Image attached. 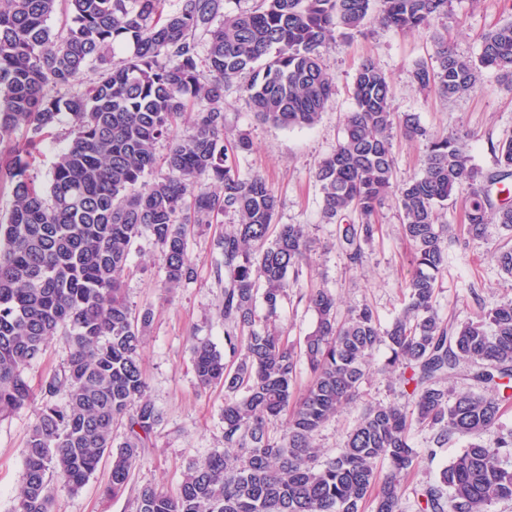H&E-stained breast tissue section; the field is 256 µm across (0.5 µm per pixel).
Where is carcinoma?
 <instances>
[{
    "label": "carcinoma",
    "instance_id": "obj_1",
    "mask_svg": "<svg viewBox=\"0 0 512 512\" xmlns=\"http://www.w3.org/2000/svg\"><path fill=\"white\" fill-rule=\"evenodd\" d=\"M166 2L0 0V187L13 196L0 221V420L36 407L13 512H52L54 485L79 491L105 456V495L126 489L163 420L140 363L153 311L133 308L123 288L131 249L152 237L171 292L194 276L189 238L229 214L238 222L210 241L224 275L228 355L209 342L192 345L199 387L224 386V451L188 464L173 493L141 487L136 512H364L367 504L403 512L417 425L433 430L439 447L455 436L475 439L438 484L416 491L419 512H490L512 500V430L499 426L512 402V301L460 325L436 310L451 228L438 223L439 210L464 192L470 238H483L489 224L511 231L512 201L494 203L489 186L512 180V137L499 143L497 169L486 176L470 164L465 136L431 139L420 173L394 184V137L426 133L418 114L392 110L386 74L364 59L342 140L315 173L323 215L357 269L377 232L378 206L395 195L415 272L407 304L387 327L366 305L340 320L331 292L310 291L316 323L297 347L277 319L289 276L308 263V235L302 224L272 231L275 193L259 176L241 177L251 143L224 134V87L247 74L242 92L257 117L314 125L336 93L321 48L361 31L371 0H260L218 23L222 0H182L171 12ZM450 6L382 0L381 23L425 31ZM60 12L70 21L54 29L49 21ZM433 47L434 62L411 72L421 89L469 94L483 68L512 86V21L482 36L475 60L441 33ZM87 73L85 89L69 92ZM64 113L67 144L44 183L34 173L37 155ZM189 115L191 133L175 137ZM163 140L169 147L160 157ZM159 166L165 173L148 179ZM57 338L68 359L35 389L26 371ZM381 345L390 356L376 367ZM303 360L312 379L296 397ZM374 368L399 373L400 396L411 405L368 406L336 454L318 463L315 436ZM461 376L481 391L455 392ZM283 414L278 435L269 424ZM491 432L492 448L481 442Z\"/></svg>",
    "mask_w": 512,
    "mask_h": 512
}]
</instances>
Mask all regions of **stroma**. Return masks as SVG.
Instances as JSON below:
<instances>
[{
    "label": "stroma",
    "instance_id": "35a3bbf8",
    "mask_svg": "<svg viewBox=\"0 0 512 512\" xmlns=\"http://www.w3.org/2000/svg\"><path fill=\"white\" fill-rule=\"evenodd\" d=\"M512 21V0H452L451 15L442 25L460 56L476 58L482 35ZM433 53L430 33H401L370 19L362 32L337 39L322 50L327 71L335 79L336 93L320 121L310 128L287 129L263 121L251 112L239 84L224 89V110L231 132L245 133L252 149L240 161L242 176H262L279 199L276 221L302 224L310 240V259L294 282L280 311L290 341L300 342L313 329L316 316L308 309L306 293L313 288L329 289L340 311L365 304L373 309L381 325H389L404 306L406 285L413 271L409 244L401 234L400 213L394 199H387L378 212L379 236L364 246V262L353 270L336 243L335 225L322 215V198L314 171L335 148L341 136L342 119L354 107L353 76L366 57H374L385 72L392 90L391 106L398 113L415 112L426 131L425 140L395 138L394 179L404 182L419 172L426 139L444 137L467 129L472 138L468 153L483 173L496 169L495 146L512 134V90L500 86L494 72L484 70L474 92L449 100L421 90L411 79L416 62ZM507 232L488 225L483 239L457 241L448 245V262L437 289V308L442 319L468 322L481 310L512 300V279L501 270L496 252ZM208 234L189 242L195 275L191 282L165 294L162 263L151 237H141L134 247L124 279L130 304L151 307L153 321L141 362L148 395L162 411L154 445L133 470L125 491L104 497L103 486L109 464L98 470L79 492L59 485L54 489L53 512H134L139 488L153 485L164 491L177 488L188 463L200 461L224 449V406L222 387L201 389L193 371L190 344L198 338L216 348L224 346V322L218 306L224 288L213 269ZM400 389L396 375H372L361 384L353 400L344 404L335 421L319 432L316 443L322 457L335 454L347 432L371 404H385ZM35 409L28 408L0 421V512H12L14 496L24 471L23 448ZM470 443L457 436L443 447H435L434 433L416 427L411 444L418 456L405 483L404 512H417L414 490L438 483L441 471Z\"/></svg>",
    "mask_w": 512,
    "mask_h": 512
}]
</instances>
